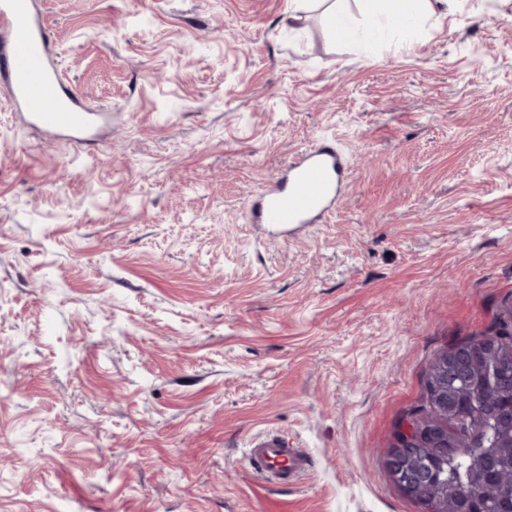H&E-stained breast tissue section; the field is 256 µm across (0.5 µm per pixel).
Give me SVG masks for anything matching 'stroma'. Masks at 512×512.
<instances>
[{
    "instance_id": "obj_1",
    "label": "stroma",
    "mask_w": 512,
    "mask_h": 512,
    "mask_svg": "<svg viewBox=\"0 0 512 512\" xmlns=\"http://www.w3.org/2000/svg\"><path fill=\"white\" fill-rule=\"evenodd\" d=\"M37 2L110 118L53 139L0 82V512H420L383 453L512 305V0L364 50L323 0ZM322 139L342 196L268 236L250 196ZM253 470L264 480L293 485L311 468V457L302 448H290L288 441L275 432L255 435L248 443Z\"/></svg>"
}]
</instances>
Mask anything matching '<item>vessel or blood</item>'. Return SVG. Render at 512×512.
I'll return each mask as SVG.
<instances>
[{
  "instance_id": "1",
  "label": "vessel or blood",
  "mask_w": 512,
  "mask_h": 512,
  "mask_svg": "<svg viewBox=\"0 0 512 512\" xmlns=\"http://www.w3.org/2000/svg\"><path fill=\"white\" fill-rule=\"evenodd\" d=\"M51 35L35 0H0V76L26 120L44 133L78 142L92 136L104 113L88 109L65 88L52 58ZM335 146L322 143L290 163L285 173L252 204L255 223L284 230L321 215L346 178ZM253 470L265 480L293 485L311 468L309 454L289 447L274 432L255 435L248 444Z\"/></svg>"
}]
</instances>
